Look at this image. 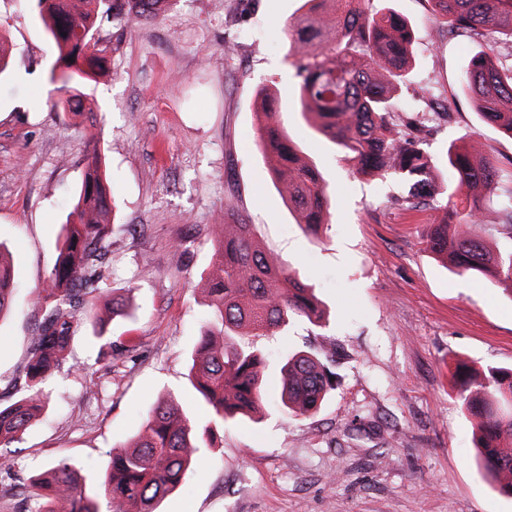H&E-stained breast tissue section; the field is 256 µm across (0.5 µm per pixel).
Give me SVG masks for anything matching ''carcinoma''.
I'll use <instances>...</instances> for the list:
<instances>
[{
    "instance_id": "obj_1",
    "label": "carcinoma",
    "mask_w": 512,
    "mask_h": 512,
    "mask_svg": "<svg viewBox=\"0 0 512 512\" xmlns=\"http://www.w3.org/2000/svg\"><path fill=\"white\" fill-rule=\"evenodd\" d=\"M316 2L290 21L291 55L299 85L300 112L306 121L352 154L366 175L389 171L411 181V198L432 193L438 165L451 167L457 184L448 191L444 217L430 225V251L459 273L495 280L512 298V245L491 246L471 231L477 217L496 201L497 233L512 241V190L495 198L500 168L466 145H452L436 163L415 134H398L388 117L413 57V27L389 6L373 0ZM34 14L57 51L63 105L73 109L83 98L84 81L103 74L94 31L105 23L129 24L157 17L169 0H29ZM448 33L489 27L512 39V0H431ZM387 79L382 81L377 69ZM463 89L489 123L512 138V66L493 55L472 54L462 75ZM258 134L266 155H277L275 184L314 233L327 221L326 186L317 169L305 162L271 108L275 93L260 90ZM104 157L94 139L88 142L85 173L76 203L64 225L57 262L37 290L43 311L23 371V395L0 405V447L19 439L46 407L45 384L65 361L75 329L84 322L104 337V325L87 296L109 294L102 272L101 246L110 233V190ZM465 194L469 212L458 219L454 198ZM220 238L212 277L203 285L207 314L190 355L189 380L202 395L209 420L201 425L172 398L160 400L143 428L112 456L103 478L106 512H156V505L187 479L201 449L214 441V430L236 413L254 412L264 401V358L248 338L265 336L295 316L313 325L325 311L306 283L269 260L255 244L252 225H218ZM14 266L0 249V316L13 293ZM334 373L318 353L299 351L287 357L281 373L282 405L305 415L334 389ZM512 369L490 367L461 379L458 396L474 423L475 441L486 476L512 496ZM22 512H100L76 478L75 465L59 462L25 489Z\"/></svg>"
}]
</instances>
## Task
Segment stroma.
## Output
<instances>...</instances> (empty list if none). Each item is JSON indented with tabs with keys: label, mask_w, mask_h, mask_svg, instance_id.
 <instances>
[{
	"label": "stroma",
	"mask_w": 512,
	"mask_h": 512,
	"mask_svg": "<svg viewBox=\"0 0 512 512\" xmlns=\"http://www.w3.org/2000/svg\"><path fill=\"white\" fill-rule=\"evenodd\" d=\"M303 0H170L157 18L103 25L96 34L108 75L86 83L95 121L59 108L55 54L26 0H0V242L17 288L0 319V403L42 316L35 293L63 240L85 165L82 142L99 134L114 203L103 266L119 312L107 334L80 326L67 363L47 386L42 417L0 448L17 463L0 483L20 486L54 463L77 464L87 494L101 497L113 449L171 396L206 422L188 380L205 312L197 287L212 268L214 227L227 214L255 225L260 249L309 284L325 323L292 318L256 337L265 358L263 406L225 420L185 483L157 512H512L480 467L471 420L457 397L462 367H512V297L490 279L447 268L428 248L452 169L436 174L434 200L404 202L399 175H362L299 112L286 24ZM414 25L415 63L402 100L422 121L425 148L441 157L468 139L512 189V138L481 119L460 83L471 53L512 45L488 31L451 35L430 0H389ZM273 86L279 120L316 164L330 215L308 234L275 187L258 141V91ZM335 346L336 388L307 416L279 404L287 354Z\"/></svg>",
	"instance_id": "1"
}]
</instances>
